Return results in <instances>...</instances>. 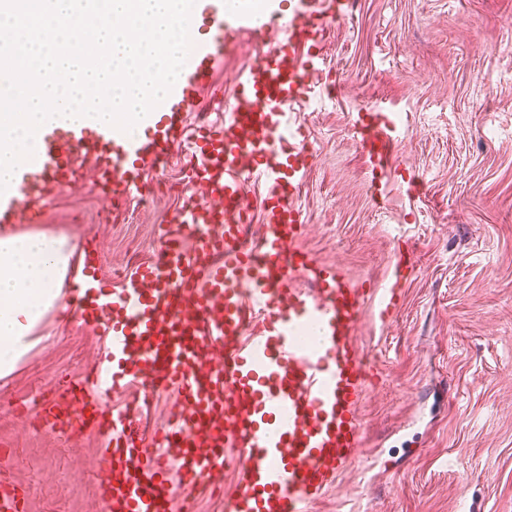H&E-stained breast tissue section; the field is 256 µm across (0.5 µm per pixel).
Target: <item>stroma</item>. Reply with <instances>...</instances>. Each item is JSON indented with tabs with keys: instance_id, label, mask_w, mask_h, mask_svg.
<instances>
[{
	"instance_id": "obj_1",
	"label": "stroma",
	"mask_w": 512,
	"mask_h": 512,
	"mask_svg": "<svg viewBox=\"0 0 512 512\" xmlns=\"http://www.w3.org/2000/svg\"><path fill=\"white\" fill-rule=\"evenodd\" d=\"M271 45L236 38L215 68L209 119L223 122L237 73ZM326 52L321 93L294 108L316 155L300 243L366 288L389 287L401 251L415 264L390 324L372 309L359 328L381 371L360 408L361 455L312 512H512V0H355ZM378 106L401 127L381 197L350 123ZM186 153L172 146L165 167L145 169L142 195L118 199L80 159L45 222L13 230L67 236L78 258L98 245L103 277L128 273L182 204ZM106 347L54 309L0 378V441L13 451L0 465L34 487L27 512H102L103 440L58 436L16 409L82 377Z\"/></svg>"
}]
</instances>
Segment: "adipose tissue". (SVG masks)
<instances>
[{"label":"adipose tissue","instance_id":"1","mask_svg":"<svg viewBox=\"0 0 512 512\" xmlns=\"http://www.w3.org/2000/svg\"><path fill=\"white\" fill-rule=\"evenodd\" d=\"M65 237L44 233L0 236V377L31 349L44 315L60 307L72 264Z\"/></svg>","mask_w":512,"mask_h":512}]
</instances>
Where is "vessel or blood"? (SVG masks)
Listing matches in <instances>:
<instances>
[{
	"label": "vessel or blood",
	"instance_id": "1",
	"mask_svg": "<svg viewBox=\"0 0 512 512\" xmlns=\"http://www.w3.org/2000/svg\"><path fill=\"white\" fill-rule=\"evenodd\" d=\"M354 0H207L191 15L193 48L167 98L149 114L143 134L100 125L50 122L32 158L0 194V224L40 221L72 181L74 161L95 158L102 180L132 191L146 168L165 162L172 144L189 141L188 196L151 260L98 289L85 301L98 265L67 282L65 302L94 330L110 334L107 354L87 375L58 386L35 416L75 437L91 430L105 446L96 494L105 512H171L175 490L185 499L208 491L225 463L238 472L226 512H311L313 504L358 454L359 408L379 375L358 330L369 305L380 322L393 315L398 286L371 296L322 265L298 241L297 199L312 165L307 135L288 108L313 96L326 70V35ZM287 18L288 30L235 80L223 126L190 127L203 92L232 37L267 33ZM358 149L368 159L372 189L383 193L400 134L379 106L354 112ZM258 182L263 207L257 236H248L246 181ZM315 326L319 341L300 347L296 333ZM175 391L167 428L146 436L140 390ZM127 405L106 413L110 390ZM32 495L0 477V512H23Z\"/></svg>",
	"mask_w": 512,
	"mask_h": 512
}]
</instances>
